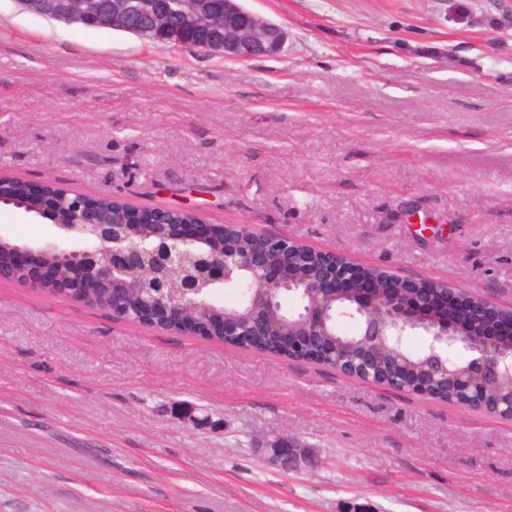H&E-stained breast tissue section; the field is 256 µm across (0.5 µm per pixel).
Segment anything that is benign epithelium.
<instances>
[{"mask_svg":"<svg viewBox=\"0 0 512 512\" xmlns=\"http://www.w3.org/2000/svg\"><path fill=\"white\" fill-rule=\"evenodd\" d=\"M24 8L40 16L60 21L115 31H125L151 42L164 41L174 47L213 52L228 59L246 60L257 56H277L284 51L286 31L278 24L244 9L238 0H178L176 9L168 0H111L102 7L97 0H20ZM70 205L66 198L55 199L58 209ZM72 206V205H70ZM96 201L81 198L72 206L73 223L90 229L92 245L66 249L54 244L56 260L39 264L27 246L0 245V281L30 285L52 295H66L79 287L76 274L82 273L96 283L97 292L89 304L103 306L112 316L128 321L130 316L118 301L124 292L142 295L140 322L179 326L190 336H249L256 329L280 337V346L301 347L331 335L341 319L357 325L356 335L367 345L391 341L405 345L416 332L429 336V368L397 361L393 377L382 385L421 393L429 380H437L454 389L468 392L476 385L496 388L498 401L487 413L512 418V341L488 337L471 316L490 314L494 321L512 327V305L506 306L487 297L471 294L459 297L446 282L395 277L385 309L374 310L376 298L386 287L384 279L374 276L366 266L334 250L312 251L287 236H272L240 226L231 233L225 225L194 223L158 225L159 232L145 250L137 243L143 227L140 211L127 206L116 222L94 223L86 219ZM257 241V248L244 251L239 237ZM218 244L220 248L211 249ZM301 255L300 273L293 274L280 257L286 253ZM191 265L180 287L171 288L163 273ZM313 273L303 274L308 267ZM247 274L256 291L250 293L252 311L222 307L213 312L210 322L198 323L186 316V310L202 299L203 285L235 282ZM286 293L300 301V330L290 328L282 315L280 298ZM350 298L338 308L331 301ZM458 325L467 326L470 345L461 351L466 367L455 360L452 336ZM268 458L283 470L299 471L311 463L309 450L299 442L278 439L263 448Z\"/></svg>","mask_w":512,"mask_h":512,"instance_id":"7a95c632","label":"benign epithelium"}]
</instances>
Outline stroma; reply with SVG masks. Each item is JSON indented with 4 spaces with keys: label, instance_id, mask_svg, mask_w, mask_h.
<instances>
[{
    "label": "stroma",
    "instance_id": "1",
    "mask_svg": "<svg viewBox=\"0 0 512 512\" xmlns=\"http://www.w3.org/2000/svg\"><path fill=\"white\" fill-rule=\"evenodd\" d=\"M242 4L280 55L0 0V172L511 304L512 0ZM0 237L58 235L0 205ZM0 512H512V420L0 281ZM268 458L283 470L299 471L308 467L311 457L308 448L299 442L281 438L262 446Z\"/></svg>",
    "mask_w": 512,
    "mask_h": 512
}]
</instances>
